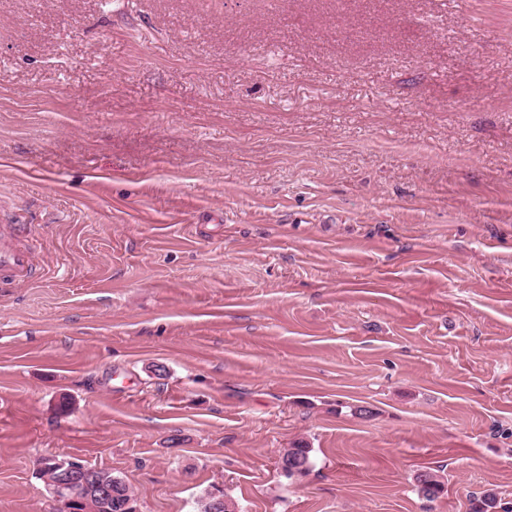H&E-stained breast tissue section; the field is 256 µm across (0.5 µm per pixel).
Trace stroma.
Here are the masks:
<instances>
[{
  "instance_id": "1",
  "label": "stroma",
  "mask_w": 512,
  "mask_h": 512,
  "mask_svg": "<svg viewBox=\"0 0 512 512\" xmlns=\"http://www.w3.org/2000/svg\"><path fill=\"white\" fill-rule=\"evenodd\" d=\"M20 224L0 512L50 454L138 512L512 502V0H0ZM310 452L311 448H309V446L303 441L294 442L291 448L286 449L281 455L279 460L280 469L286 476L292 477L293 472L291 471V467L301 461L302 464H307V473L311 464ZM441 476L432 470H425L416 476L419 492L428 500H432L443 492V482Z\"/></svg>"
}]
</instances>
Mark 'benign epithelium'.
Here are the masks:
<instances>
[{"instance_id": "obj_1", "label": "benign epithelium", "mask_w": 512, "mask_h": 512, "mask_svg": "<svg viewBox=\"0 0 512 512\" xmlns=\"http://www.w3.org/2000/svg\"><path fill=\"white\" fill-rule=\"evenodd\" d=\"M36 470L59 504L60 512H101L112 496L119 493L121 478L112 472L89 467L75 457L45 456ZM209 512H237L224 492H209Z\"/></svg>"}]
</instances>
